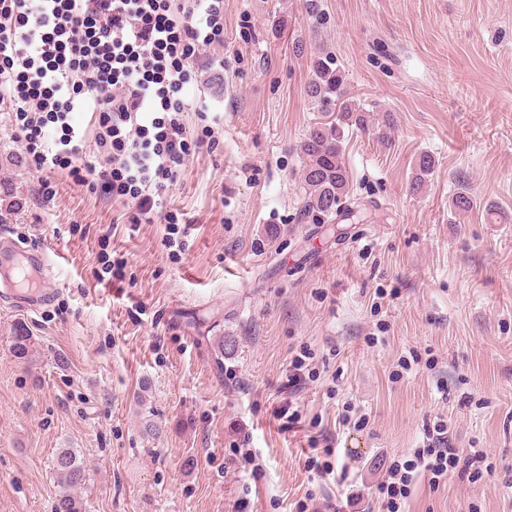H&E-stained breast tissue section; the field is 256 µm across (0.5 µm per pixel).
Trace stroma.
<instances>
[{
  "instance_id": "obj_1",
  "label": "stroma",
  "mask_w": 512,
  "mask_h": 512,
  "mask_svg": "<svg viewBox=\"0 0 512 512\" xmlns=\"http://www.w3.org/2000/svg\"><path fill=\"white\" fill-rule=\"evenodd\" d=\"M224 0L223 68L190 86L188 134L214 120L219 145L191 158L165 193L166 224L130 227L127 204L50 179L0 121V235L46 248L38 312L0 304V512H52L58 449H77L88 512H292L336 481L305 466L323 433L368 512L392 459L423 443L436 415L454 447L493 464L472 483L419 481L406 512H512V0ZM304 52L294 55L293 41ZM331 53L350 96L395 117L393 144L348 136L344 161L361 221L304 215L298 145L326 121L304 87ZM436 172L408 189L416 158ZM468 183L480 207L451 216ZM505 221L491 223L485 207ZM126 263L108 280L106 259ZM34 339L17 359L16 327ZM311 349L316 381L291 392L288 364ZM301 423L275 415L288 396ZM369 418L336 431L337 405ZM246 446L263 471L230 466Z\"/></svg>"
}]
</instances>
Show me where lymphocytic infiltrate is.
<instances>
[{
    "label": "lymphocytic infiltrate",
    "instance_id": "1",
    "mask_svg": "<svg viewBox=\"0 0 512 512\" xmlns=\"http://www.w3.org/2000/svg\"><path fill=\"white\" fill-rule=\"evenodd\" d=\"M224 45V0H0V110L44 177L68 171L75 184L131 204V224H175L164 191L190 157L216 149L210 126L189 137L186 93L204 54ZM95 116L104 150L82 159L83 133L71 112ZM425 447L392 460L373 500L378 512H405L419 478L432 485L458 473L483 477L482 450L453 447L444 421Z\"/></svg>",
    "mask_w": 512,
    "mask_h": 512
}]
</instances>
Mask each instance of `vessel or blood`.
I'll use <instances>...</instances> for the list:
<instances>
[{
	"instance_id": "vessel-or-blood-1",
	"label": "vessel or blood",
	"mask_w": 512,
	"mask_h": 512,
	"mask_svg": "<svg viewBox=\"0 0 512 512\" xmlns=\"http://www.w3.org/2000/svg\"><path fill=\"white\" fill-rule=\"evenodd\" d=\"M49 269L46 253L24 247L10 238L0 239V296L17 302V287L35 288Z\"/></svg>"
}]
</instances>
